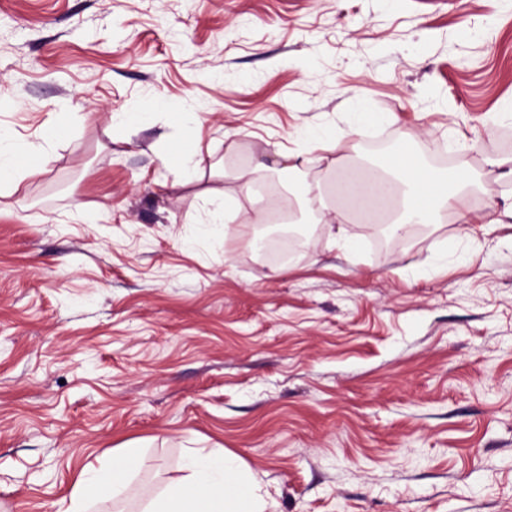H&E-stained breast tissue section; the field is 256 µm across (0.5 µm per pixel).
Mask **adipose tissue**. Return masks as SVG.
<instances>
[{"instance_id":"obj_1","label":"adipose tissue","mask_w":512,"mask_h":512,"mask_svg":"<svg viewBox=\"0 0 512 512\" xmlns=\"http://www.w3.org/2000/svg\"><path fill=\"white\" fill-rule=\"evenodd\" d=\"M44 158L43 144L18 140L0 127V194L17 191L23 181L40 175ZM337 175L351 193L402 187V207L390 231H401L409 224H435L447 216L460 224L468 221L459 205L468 184L466 172L427 169L408 147H401L381 171L370 173L367 183H359L350 166L340 168ZM139 466L137 449H113L99 458L92 479L75 483L65 512H85L90 502L103 498L102 478L112 472L130 478ZM184 470V475L167 481L147 501L143 512H270L275 506L250 467L226 449L191 450Z\"/></svg>"}]
</instances>
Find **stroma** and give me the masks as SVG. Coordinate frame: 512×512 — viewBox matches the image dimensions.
Returning <instances> with one entry per match:
<instances>
[{
	"instance_id": "1",
	"label": "stroma",
	"mask_w": 512,
	"mask_h": 512,
	"mask_svg": "<svg viewBox=\"0 0 512 512\" xmlns=\"http://www.w3.org/2000/svg\"><path fill=\"white\" fill-rule=\"evenodd\" d=\"M362 106L384 145L351 132ZM511 114L512 0H0V126L67 121L0 197V512H64L132 447L93 512H140L220 447L275 512H512ZM325 121L340 151L279 174ZM404 140L481 180L471 232L349 220L344 255L298 186ZM180 145L203 157L188 183ZM242 170L308 228L288 262L248 249L270 227L234 219ZM213 196L229 222L204 237ZM99 466L91 470L94 473L93 480L85 479L84 469L80 479L75 483L70 495L69 506L64 512H85L89 503L104 497V488L101 479L107 474H123L130 480L140 466L138 448H115L112 455H104L98 459Z\"/></svg>"
}]
</instances>
